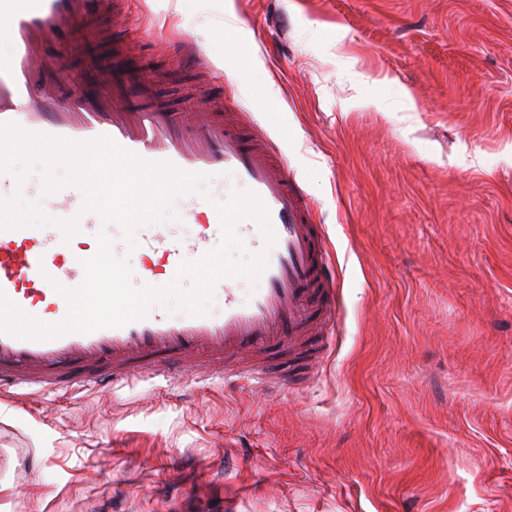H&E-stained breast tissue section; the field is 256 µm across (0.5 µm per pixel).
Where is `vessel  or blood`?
<instances>
[{
  "mask_svg": "<svg viewBox=\"0 0 512 512\" xmlns=\"http://www.w3.org/2000/svg\"><path fill=\"white\" fill-rule=\"evenodd\" d=\"M106 5L107 0H0L12 45L0 63V124L76 142L105 135L142 160L210 175L214 204H191L183 215L185 223L196 225L194 234L178 237L163 224L139 228L145 254L160 256L171 271L182 260L199 258L220 238L215 204L230 197L224 176L232 174L268 209L274 245L266 244L253 219L236 227L247 249L267 255L264 286L245 298L236 279L220 280L218 317L175 319L156 304L144 318L120 328L49 340L0 332V393L10 387L37 394L93 390L129 385L140 375L170 378L201 367L227 383L245 376L263 390L292 388L310 365L262 362L243 369L239 363L274 346L300 350L309 336L328 334L335 275L323 228L314 223L283 157L245 113L228 118L166 111L151 104L153 86L145 77L122 80L94 103H66L45 90L57 72L44 52L47 40H71L77 23ZM135 97L142 106L132 107ZM16 190L13 173L0 172V293L24 313L48 315L58 323L69 310L61 288H76L84 278L82 263L68 256L67 247L99 230V218L83 211V193L72 187L38 195L46 224L18 222L9 210Z\"/></svg>",
  "mask_w": 512,
  "mask_h": 512,
  "instance_id": "b4317fda",
  "label": "vessel or blood"
}]
</instances>
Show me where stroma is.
<instances>
[{
    "instance_id": "stroma-1",
    "label": "stroma",
    "mask_w": 512,
    "mask_h": 512,
    "mask_svg": "<svg viewBox=\"0 0 512 512\" xmlns=\"http://www.w3.org/2000/svg\"><path fill=\"white\" fill-rule=\"evenodd\" d=\"M156 105H234L336 263L299 389L143 378L0 397V512H512V0H136L82 22ZM184 36L214 65L180 70Z\"/></svg>"
}]
</instances>
